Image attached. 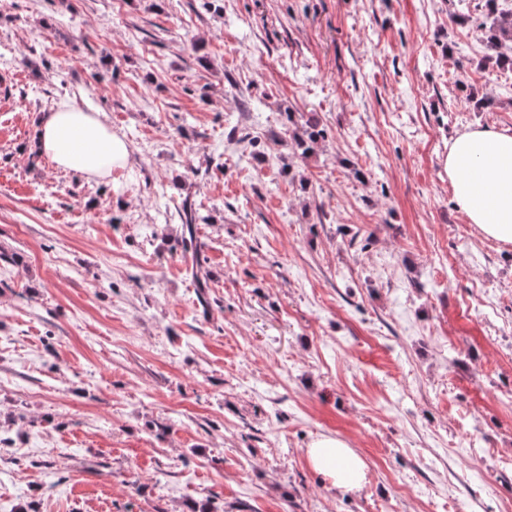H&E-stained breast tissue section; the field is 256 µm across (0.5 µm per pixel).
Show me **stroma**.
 <instances>
[{
    "mask_svg": "<svg viewBox=\"0 0 512 512\" xmlns=\"http://www.w3.org/2000/svg\"><path fill=\"white\" fill-rule=\"evenodd\" d=\"M484 12L0 0V512H512V244L445 168L456 134L512 132ZM62 103L126 166L40 157ZM323 435L359 490L312 468ZM179 217L182 221L183 228L182 242L184 244V256L189 252L192 254V264L187 267V272L190 274L199 297L201 300H205V289L210 287V278L208 271L202 266L198 258L196 231L197 225L208 223L209 217L203 215L188 199L182 202ZM307 455L311 466L333 487L344 491L361 488L364 464L345 442L335 437H321L311 444Z\"/></svg>",
    "mask_w": 512,
    "mask_h": 512,
    "instance_id": "stroma-1",
    "label": "stroma"
}]
</instances>
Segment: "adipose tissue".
<instances>
[{
    "instance_id": "obj_1",
    "label": "adipose tissue",
    "mask_w": 512,
    "mask_h": 512,
    "mask_svg": "<svg viewBox=\"0 0 512 512\" xmlns=\"http://www.w3.org/2000/svg\"><path fill=\"white\" fill-rule=\"evenodd\" d=\"M36 149L63 170L103 177L126 165V141L99 114L71 104L41 118ZM448 177L457 204L486 237L512 244V134L485 127L468 129L448 146ZM311 466L344 491L361 488L364 464L349 446L333 437L308 448Z\"/></svg>"
}]
</instances>
